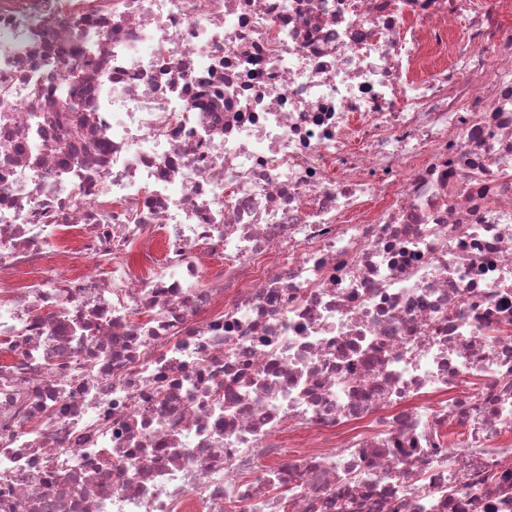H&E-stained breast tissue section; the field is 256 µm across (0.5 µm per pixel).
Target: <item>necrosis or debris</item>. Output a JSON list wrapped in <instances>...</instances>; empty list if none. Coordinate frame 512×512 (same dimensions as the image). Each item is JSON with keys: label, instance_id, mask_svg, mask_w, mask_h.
Returning a JSON list of instances; mask_svg holds the SVG:
<instances>
[{"label": "necrosis or debris", "instance_id": "4bbe7bcc", "mask_svg": "<svg viewBox=\"0 0 512 512\" xmlns=\"http://www.w3.org/2000/svg\"><path fill=\"white\" fill-rule=\"evenodd\" d=\"M0 512H512V11L0 0Z\"/></svg>", "mask_w": 512, "mask_h": 512}]
</instances>
